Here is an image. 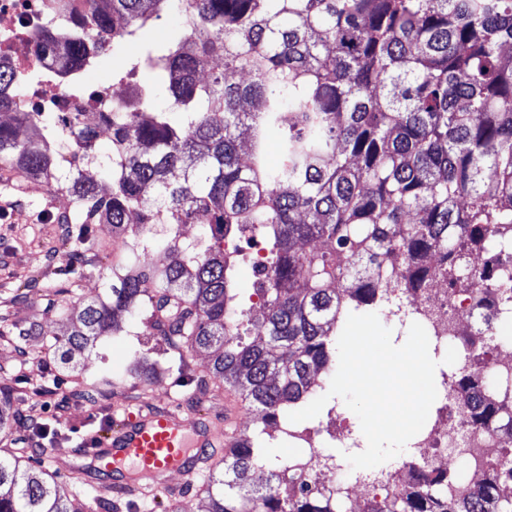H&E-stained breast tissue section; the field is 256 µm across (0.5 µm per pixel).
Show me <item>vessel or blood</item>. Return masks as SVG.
<instances>
[{"label":"vessel or blood","mask_w":512,"mask_h":512,"mask_svg":"<svg viewBox=\"0 0 512 512\" xmlns=\"http://www.w3.org/2000/svg\"><path fill=\"white\" fill-rule=\"evenodd\" d=\"M222 445L221 433L211 426L156 409L128 413L91 452L102 469L112 471L121 493L144 482L158 486L171 473L196 469Z\"/></svg>","instance_id":"1"}]
</instances>
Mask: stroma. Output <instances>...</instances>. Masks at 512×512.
Listing matches in <instances>:
<instances>
[{"label":"stroma","mask_w":512,"mask_h":512,"mask_svg":"<svg viewBox=\"0 0 512 512\" xmlns=\"http://www.w3.org/2000/svg\"><path fill=\"white\" fill-rule=\"evenodd\" d=\"M69 200L52 186L21 176L9 179L0 173V384L12 386L11 422L0 430V448L26 442L30 419L44 423L48 434L43 447L28 446L27 456L57 472L60 483L83 473L96 488L111 485V474L99 471L84 450L85 441L102 434L127 412L143 407L178 412L223 429L218 415L223 402L204 400L196 379L209 366L207 353L194 355L188 368L170 367L165 344L139 325L118 336L101 337L95 348L76 355L74 369L59 368L46 349L48 334L63 333L67 321L47 307L64 275L63 243L66 231L57 224L58 214L68 212ZM23 320L33 330L23 346L5 335L9 324ZM125 373L123 387L115 389L106 379L112 372ZM81 374L92 398L70 396L74 374ZM329 435L327 454L333 455L349 479L357 473L346 464L345 454L362 452L366 439L357 416L341 398H331L318 416ZM348 420L352 438L348 445L337 439L341 420Z\"/></svg>","instance_id":"35a3bbf8"}]
</instances>
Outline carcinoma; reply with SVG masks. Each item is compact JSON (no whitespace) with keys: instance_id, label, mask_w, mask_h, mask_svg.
Wrapping results in <instances>:
<instances>
[{"instance_id":"cac0c4a2","label":"carcinoma","mask_w":512,"mask_h":512,"mask_svg":"<svg viewBox=\"0 0 512 512\" xmlns=\"http://www.w3.org/2000/svg\"><path fill=\"white\" fill-rule=\"evenodd\" d=\"M65 23L52 71L62 86L110 51L164 80L168 105L139 91L132 112H99L57 132L47 112H12L14 77L0 68V164L52 183L72 200L58 218L75 225L72 267L94 266L92 225L110 224L127 250L112 259L104 297L76 309L72 290L50 308L75 321L51 348L68 364L100 336L140 322L172 352L177 369L205 352L207 390L240 392L258 437L206 466L207 512H339L336 492L309 484L271 456L260 436L317 395L313 377L336 371L345 312L383 293L388 258L404 289L428 281L426 258L458 280L464 255L512 242V0H52ZM173 8L184 30H144ZM27 130L18 138L17 130ZM108 133L116 155L98 144ZM279 139L284 162L267 148ZM68 152L78 164L64 170ZM93 165L112 180L100 193ZM181 224L206 225L183 241ZM167 228L168 260H145ZM268 243L260 291L262 334L244 341L238 248L224 230ZM351 280L348 288L336 284ZM0 455V512H120L121 500L80 498L43 467ZM273 483L243 493L252 472ZM444 478L422 476L388 512H512V463L478 502L450 497Z\"/></svg>"}]
</instances>
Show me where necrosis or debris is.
Segmentation results:
<instances>
[{
  "mask_svg": "<svg viewBox=\"0 0 512 512\" xmlns=\"http://www.w3.org/2000/svg\"><path fill=\"white\" fill-rule=\"evenodd\" d=\"M60 30L58 18L48 8V0H0V58L11 63L15 77L20 80L12 109L53 113L58 130L64 133L73 122L71 95L50 80L43 51L45 45L57 42ZM75 87L88 98L84 112L89 116L124 111L131 104L133 91L125 83L95 86L80 76ZM484 265V259L468 257L466 267L472 276L465 288L448 290L444 279L435 277L427 288L416 293L393 289L382 296L389 307L413 315L427 334L434 337L437 346L454 349L458 376L444 385L441 416L417 434L413 460L363 488L378 512H386L400 492L404 477L415 475L418 469L435 475L451 462H458L459 468L445 491L469 494L474 492L478 481L487 479L497 461L512 456L503 433L494 426L476 422L459 402L458 379L473 373L479 374L482 391L494 392L501 401L512 402V355L485 360L486 333L473 325L479 311L477 298L487 286L474 273ZM319 433L316 425L304 431L289 428V444L301 448L300 453L289 456V464L298 467L307 480L342 488L344 499L352 505L350 512H359L353 502L360 488L354 483L344 484L339 471L326 464L321 448L316 445Z\"/></svg>",
  "mask_w": 512,
  "mask_h": 512,
  "instance_id": "4bbe7bcc",
  "label": "necrosis or debris"
}]
</instances>
